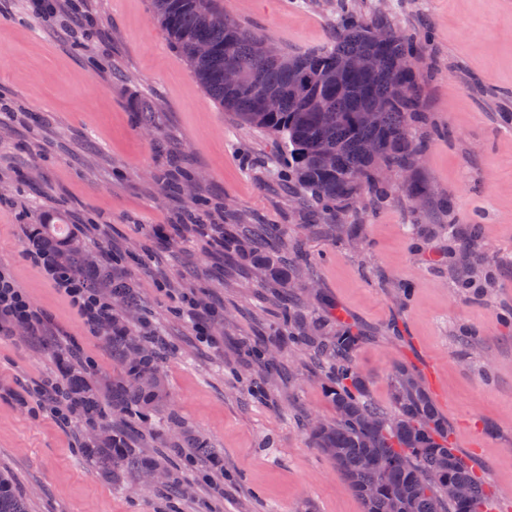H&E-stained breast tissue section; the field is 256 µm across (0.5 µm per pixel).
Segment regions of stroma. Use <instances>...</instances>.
I'll list each match as a JSON object with an SVG mask.
<instances>
[{
  "label": "stroma",
  "instance_id": "obj_1",
  "mask_svg": "<svg viewBox=\"0 0 512 512\" xmlns=\"http://www.w3.org/2000/svg\"><path fill=\"white\" fill-rule=\"evenodd\" d=\"M0 0V269L42 311L52 335H0V473L29 512H363L334 464L314 448L301 417L333 416L321 380L284 356L292 379L252 398L238 370L245 346L267 335L269 292L246 285L203 240L169 243L184 196L164 179L178 171L216 223L226 212L279 224L307 259L294 298L300 311L340 317L365 337L355 362L370 400L392 410L391 373L426 378L449 442L490 490L494 512H512V0H224L252 33L289 52L328 48L340 14L414 34L425 53L410 125L417 149L409 194L393 171L384 200L357 195L337 237L295 183L277 178L272 133L238 125L197 82L153 20L149 0ZM80 14L81 25L71 23ZM150 107V125L139 115ZM64 223L91 249H138L143 263L112 264L131 279L167 351L160 365L169 415L220 452L218 464L183 469L189 492L144 488L138 469L112 481L80 449V417L62 425L36 391L58 379L54 354L79 351L100 392L121 371L63 292L27 258L31 225ZM418 224L481 227L468 259L449 267L460 236L416 242ZM412 293L401 299L399 286ZM205 287L206 312L190 320L185 296ZM224 484L223 495L209 484Z\"/></svg>",
  "mask_w": 512,
  "mask_h": 512
}]
</instances>
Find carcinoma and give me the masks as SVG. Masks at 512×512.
<instances>
[{"label":"carcinoma","instance_id":"obj_1","mask_svg":"<svg viewBox=\"0 0 512 512\" xmlns=\"http://www.w3.org/2000/svg\"><path fill=\"white\" fill-rule=\"evenodd\" d=\"M150 6L152 17L209 97L239 123L277 136L287 156L283 175L302 186L328 215L341 219L364 185L385 193L383 169L411 166L415 148L407 130L416 110L415 62L423 49L415 36L388 29L387 37L378 39L374 25L346 14L338 20L340 33L333 47L298 54L283 50L275 61L263 53L261 38L224 12V0H150ZM362 55L375 56L376 67L349 69ZM229 66L239 72L242 85L224 82ZM336 69L345 70L340 90L320 80L322 73ZM266 92L280 96L277 111L265 110ZM366 112L379 113L378 122L364 121ZM328 153L335 156L332 165L324 161ZM230 217L231 223L215 228L199 218L195 230L225 255L249 261L259 281L275 289L278 307L275 334L260 338L249 350L251 393L266 397L270 376H283L273 364L274 355L293 352L313 360L324 372L323 391L335 416L309 422L310 441L335 464L365 512H485L488 493L448 447V424L420 375L396 366L394 413L374 407L354 363L364 337L340 323L333 329L290 305L295 265L304 256L290 247L286 231L272 224H242L233 213ZM29 233L61 256L71 272L97 284L91 272L101 268L88 250L73 245L77 236L68 225L36 224ZM112 298L126 312L137 302L133 284L124 280L112 284ZM103 331L123 371L112 380L111 395L103 398L90 382L87 367L59 357L70 407L94 429L106 428L110 415H135L145 423L165 398L159 352L127 315L112 313ZM187 445L200 461L210 462L218 454L201 436ZM82 453L115 480L129 464L144 471L163 466L161 460L141 455L137 440L117 429L103 443L86 445ZM450 482L467 486L468 501L448 497ZM0 512H27L13 480L2 474Z\"/></svg>","mask_w":512,"mask_h":512}]
</instances>
